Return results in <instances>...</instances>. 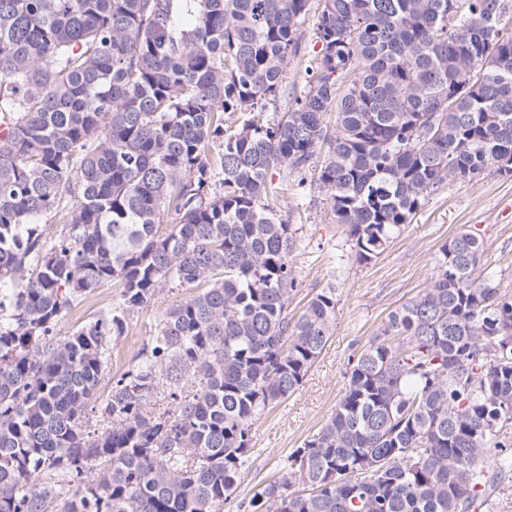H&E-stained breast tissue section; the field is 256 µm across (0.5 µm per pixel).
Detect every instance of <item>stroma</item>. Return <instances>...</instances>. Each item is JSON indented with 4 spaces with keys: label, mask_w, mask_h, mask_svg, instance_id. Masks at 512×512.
Listing matches in <instances>:
<instances>
[{
    "label": "stroma",
    "mask_w": 512,
    "mask_h": 512,
    "mask_svg": "<svg viewBox=\"0 0 512 512\" xmlns=\"http://www.w3.org/2000/svg\"><path fill=\"white\" fill-rule=\"evenodd\" d=\"M313 25L310 18L302 25L303 37L288 66L277 112H287L304 90V68L320 50ZM316 178L315 169L302 181L283 170L274 177L288 201L282 214L296 231L292 259L300 286L288 315L297 318L312 297L332 287L337 299L336 329L299 389L254 426L255 453L224 512H251L248 502L255 486L281 476L291 452L331 414L345 386L349 356L376 334L392 310L425 288L438 250L448 238L465 228L478 230L485 246L483 273L512 293V177L490 170L480 178L440 188L385 251L366 264L355 260L345 228L337 224ZM180 296V290L162 286L148 306L131 316L125 335L112 345L100 394H107L113 377L134 364L144 340ZM118 298L119 290L113 285L95 290L59 320L57 335H71Z\"/></svg>",
    "instance_id": "stroma-1"
}]
</instances>
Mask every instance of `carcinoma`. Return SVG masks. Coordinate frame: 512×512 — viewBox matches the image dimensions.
<instances>
[{
	"mask_svg": "<svg viewBox=\"0 0 512 512\" xmlns=\"http://www.w3.org/2000/svg\"><path fill=\"white\" fill-rule=\"evenodd\" d=\"M309 2L0 0V512H224L252 429L335 327L334 288L288 318L274 170L329 141L317 185L360 263L442 185L512 176L506 0H323L307 89L264 121ZM484 253L474 229L441 245L252 512H491L512 474V295L476 276ZM111 282L112 307L56 335ZM166 284L191 293L99 398L112 340Z\"/></svg>",
	"mask_w": 512,
	"mask_h": 512,
	"instance_id": "obj_1",
	"label": "carcinoma"
}]
</instances>
